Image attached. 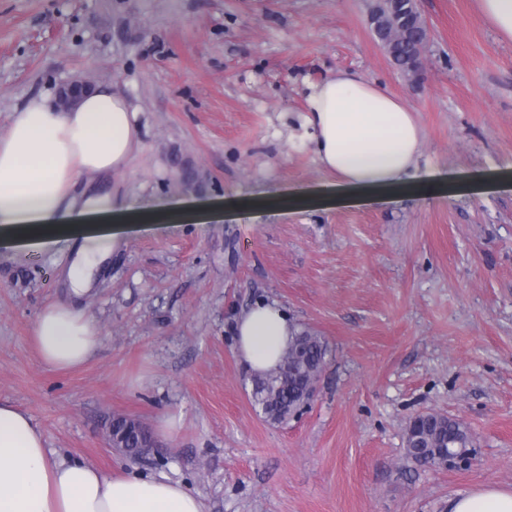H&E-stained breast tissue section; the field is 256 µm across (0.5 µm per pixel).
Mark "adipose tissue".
I'll use <instances>...</instances> for the list:
<instances>
[{
    "label": "adipose tissue",
    "instance_id": "1",
    "mask_svg": "<svg viewBox=\"0 0 512 512\" xmlns=\"http://www.w3.org/2000/svg\"><path fill=\"white\" fill-rule=\"evenodd\" d=\"M139 112L123 92L101 85L62 110L53 93L30 97L0 134V232L22 227L28 247L61 235L79 246L66 270L68 295L45 305L33 328L42 365L65 370L101 344L95 315L82 305L109 251L81 242L80 223L127 219L131 210L108 184L141 147ZM304 135L342 198L395 191L434 195L417 166L423 129L405 97L364 76L339 71L310 84ZM297 326L278 303L259 301L235 322V349L251 374L279 363ZM448 512H512V490L487 486L448 502ZM0 512H205L179 481L135 471L108 474L48 448L33 418L0 401Z\"/></svg>",
    "mask_w": 512,
    "mask_h": 512
}]
</instances>
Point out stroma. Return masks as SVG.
<instances>
[{
  "instance_id": "35a3bbf8",
  "label": "stroma",
  "mask_w": 512,
  "mask_h": 512,
  "mask_svg": "<svg viewBox=\"0 0 512 512\" xmlns=\"http://www.w3.org/2000/svg\"><path fill=\"white\" fill-rule=\"evenodd\" d=\"M376 0H0V132L74 76L124 92L142 148L112 183L155 221L87 225L114 248L84 305L98 353L66 371L32 343L63 297L73 242L0 244V400L48 448L107 472L187 483L208 512H445L512 490V41L475 0H417L412 81L375 36ZM354 71L406 97L433 198L369 195L322 209L336 181L299 127L308 84ZM267 298L329 347L313 403L284 424L251 399L234 319ZM460 419L463 470L414 462L409 416ZM153 433L138 459L109 417ZM166 415L179 429L159 433ZM123 422H125V424ZM136 432L140 434V447L143 451L145 448L154 447V442L152 444L148 432L142 425L134 421V418L126 415H114L106 431L107 445L118 451L127 452L129 450V436L131 433Z\"/></svg>"
}]
</instances>
